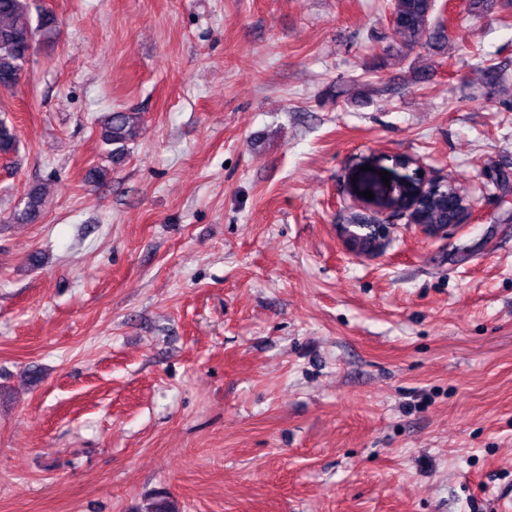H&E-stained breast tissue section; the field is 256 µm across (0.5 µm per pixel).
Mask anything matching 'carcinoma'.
Returning <instances> with one entry per match:
<instances>
[{"instance_id":"cac0c4a2","label":"carcinoma","mask_w":512,"mask_h":512,"mask_svg":"<svg viewBox=\"0 0 512 512\" xmlns=\"http://www.w3.org/2000/svg\"><path fill=\"white\" fill-rule=\"evenodd\" d=\"M31 0H0V88L13 89L27 73L36 40L49 39L54 31V19L38 15L32 21ZM437 0H393L391 26L407 49L445 44L449 31L445 20L437 18ZM138 112L113 111L99 120V138L109 155H118L140 134ZM17 149L14 129L0 119V155L7 156ZM465 201L460 190L450 181L436 193L419 195L409 185L406 195L391 202L396 210H408L410 216L423 224H447L455 207ZM150 512H180L176 500L160 492L151 504Z\"/></svg>"}]
</instances>
